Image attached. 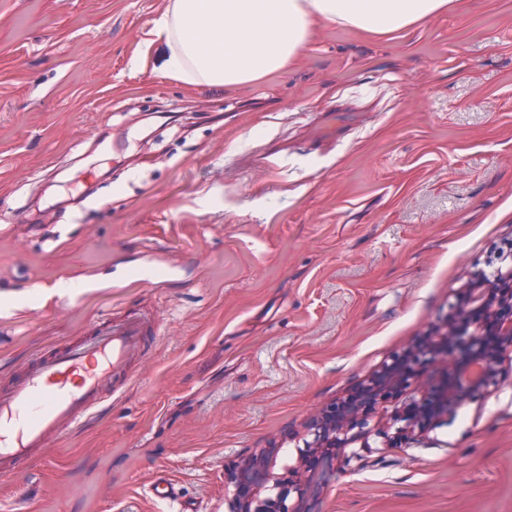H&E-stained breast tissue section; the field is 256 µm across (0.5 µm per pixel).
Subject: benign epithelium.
<instances>
[{
  "instance_id": "benign-epithelium-1",
  "label": "benign epithelium",
  "mask_w": 512,
  "mask_h": 512,
  "mask_svg": "<svg viewBox=\"0 0 512 512\" xmlns=\"http://www.w3.org/2000/svg\"><path fill=\"white\" fill-rule=\"evenodd\" d=\"M512 373V261L476 268L453 292L448 313L343 398L310 417V439L297 464L274 473L276 449L242 460L228 475L229 512H318L322 490L375 447L406 448L448 424ZM396 402L374 428L381 405Z\"/></svg>"
}]
</instances>
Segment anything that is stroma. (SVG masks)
Returning <instances> with one entry per match:
<instances>
[{
  "label": "stroma",
  "mask_w": 512,
  "mask_h": 512,
  "mask_svg": "<svg viewBox=\"0 0 512 512\" xmlns=\"http://www.w3.org/2000/svg\"><path fill=\"white\" fill-rule=\"evenodd\" d=\"M170 0H0V388L129 316L116 401L0 478V512H228L263 448L439 323L512 241V0L318 24L241 86L161 70ZM162 271L131 286L147 254ZM81 278L77 288L55 284ZM320 512H512V381L324 489Z\"/></svg>",
  "instance_id": "35a3bbf8"
}]
</instances>
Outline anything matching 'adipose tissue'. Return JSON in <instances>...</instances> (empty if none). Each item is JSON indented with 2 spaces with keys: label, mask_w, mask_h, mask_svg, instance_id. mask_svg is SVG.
Masks as SVG:
<instances>
[{
  "label": "adipose tissue",
  "mask_w": 512,
  "mask_h": 512,
  "mask_svg": "<svg viewBox=\"0 0 512 512\" xmlns=\"http://www.w3.org/2000/svg\"><path fill=\"white\" fill-rule=\"evenodd\" d=\"M454 0H171L148 35L163 68L188 84L239 85L291 65L312 29L338 22L374 34L418 24Z\"/></svg>",
  "instance_id": "ef3b65f1"
}]
</instances>
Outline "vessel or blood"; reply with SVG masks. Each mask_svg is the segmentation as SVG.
I'll return each instance as SVG.
<instances>
[{
	"label": "vessel or blood",
	"mask_w": 512,
	"mask_h": 512,
	"mask_svg": "<svg viewBox=\"0 0 512 512\" xmlns=\"http://www.w3.org/2000/svg\"><path fill=\"white\" fill-rule=\"evenodd\" d=\"M145 325L130 317L103 324L94 335L35 354L0 389V476L43 461L51 444L105 406L112 375L144 344Z\"/></svg>",
	"instance_id": "b4317fda"
}]
</instances>
